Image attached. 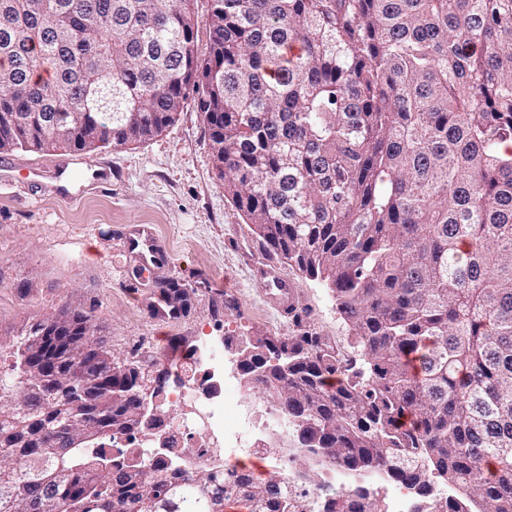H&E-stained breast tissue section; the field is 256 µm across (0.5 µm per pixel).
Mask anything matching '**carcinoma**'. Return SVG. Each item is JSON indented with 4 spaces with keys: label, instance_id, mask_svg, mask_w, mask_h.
Masks as SVG:
<instances>
[{
    "label": "carcinoma",
    "instance_id": "carcinoma-1",
    "mask_svg": "<svg viewBox=\"0 0 512 512\" xmlns=\"http://www.w3.org/2000/svg\"><path fill=\"white\" fill-rule=\"evenodd\" d=\"M193 2L0 0V153L144 142L196 94L225 195L331 288L367 364L304 308L286 336L224 337L288 422L270 449L415 489L414 512H512V0H211L203 58ZM54 319L87 350V438L56 421L66 364L18 381L34 323L0 372V512H299L286 473L148 457L174 364L114 356L86 311ZM308 512L384 497L357 484Z\"/></svg>",
    "mask_w": 512,
    "mask_h": 512
}]
</instances>
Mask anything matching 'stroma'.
I'll return each instance as SVG.
<instances>
[{
	"label": "stroma",
	"mask_w": 512,
	"mask_h": 512,
	"mask_svg": "<svg viewBox=\"0 0 512 512\" xmlns=\"http://www.w3.org/2000/svg\"><path fill=\"white\" fill-rule=\"evenodd\" d=\"M65 163L73 169L68 199L55 192ZM133 226L163 245L164 274L187 296L181 311L155 312L153 274L125 245ZM273 267L317 331L351 350V331L325 283L268 257L225 197L194 104L142 143L0 153L1 356L22 329L68 306L91 312L120 358L181 359L182 336H285L294 326L270 303Z\"/></svg>",
	"instance_id": "1"
}]
</instances>
